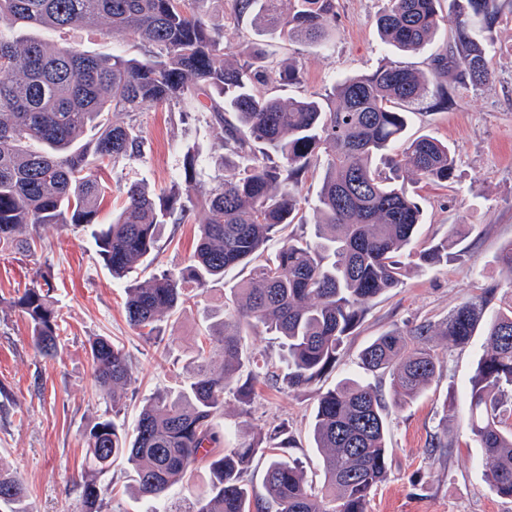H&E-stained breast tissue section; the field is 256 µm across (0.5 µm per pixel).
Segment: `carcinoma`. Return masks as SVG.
Wrapping results in <instances>:
<instances>
[{"label":"carcinoma","instance_id":"carcinoma-1","mask_svg":"<svg viewBox=\"0 0 512 512\" xmlns=\"http://www.w3.org/2000/svg\"><path fill=\"white\" fill-rule=\"evenodd\" d=\"M207 0H0V252L29 255L40 236L30 226L62 224L90 233L112 278L122 279L157 248L161 229L179 224L197 177V158L184 156L182 172L159 195L139 182L127 186L123 209L110 224L98 223V204L111 192L102 170L142 153L136 125H117L114 112H138L169 103L181 111L211 113L224 125V178L198 203L207 211L189 264L177 275L161 272L128 286L126 313L140 335L159 339L157 322L224 281L227 269L254 264L250 278L232 290L231 306L209 327V343L224 353L214 368L199 353L185 391L157 394L143 408L132 432L110 417L88 431L81 475L83 512H100L111 495L112 464L133 471L148 512H367L371 494L387 478L390 407L420 396L441 364L426 346L430 328L392 329L374 337L361 354L369 373H387L385 398L364 381L347 378L318 396L313 439L323 482L308 484L288 450V424L266 439L224 447L215 419L231 391L248 413L255 383L274 378L267 361L245 338L262 327L283 340L290 392L318 384L332 370L344 339L358 327L369 304L399 287L409 273L400 260L422 224L423 211L411 185L446 183L454 175L452 147L431 135L406 137L412 105L452 76L477 87L491 78L490 33L498 0H448L456 26L448 52L427 72L379 67L346 77L330 90L284 104L266 95L274 79L298 80L292 64L278 69L252 44L238 47L236 62L224 59V31L208 24ZM441 0H387L376 18L383 44L417 52L438 34ZM256 30L290 41H331L336 0H236ZM107 25L130 36L143 57L89 54L74 45L52 47L20 38V28L68 32ZM320 172L313 240L289 235L272 258L268 242L299 214L300 176ZM448 239L416 253L417 267L448 258ZM51 274L40 271L15 301L39 351L57 354L58 315ZM494 288L464 299L442 324L439 336L457 345L485 333L488 350L468 394L470 431L490 459L487 479L512 498V305L485 315ZM94 378L103 396L134 380L122 348L99 336L89 342ZM236 382L235 389L230 383ZM452 444L448 429L435 433L428 458ZM268 456L264 494L245 479L250 459ZM210 473L208 489L188 506L165 509L169 489L197 464ZM17 475L0 469V512H28Z\"/></svg>","mask_w":512,"mask_h":512}]
</instances>
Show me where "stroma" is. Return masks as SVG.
Instances as JSON below:
<instances>
[{
	"label": "stroma",
	"mask_w": 512,
	"mask_h": 512,
	"mask_svg": "<svg viewBox=\"0 0 512 512\" xmlns=\"http://www.w3.org/2000/svg\"><path fill=\"white\" fill-rule=\"evenodd\" d=\"M383 6L384 0H336V38L327 49L258 35L250 17L235 15L233 0H212L207 19L223 28L227 52L249 41L272 52L276 60L296 61L299 82L270 87L272 95L285 100L324 91L339 79L381 66L427 70L432 58L448 46L454 15L445 13L436 40L418 52L403 53L379 38L376 18ZM499 6L492 31L491 81L474 88L447 80L452 99L448 109L436 108L435 94H428L414 106L407 130L411 138L429 134L448 141L455 160L454 178L448 184L417 187L424 217L415 246L421 249L446 240L454 230L460 239L457 250L447 262L411 269L401 286L369 306L319 389L352 377L389 391V376L371 375L361 362V353L374 336L394 327L438 325L465 297L482 294L490 285L496 288L491 307L512 301V277L497 261L501 247L512 241V0H499ZM34 35L93 53H136L133 40L112 37L102 27L66 34L38 29ZM112 120L135 123L145 146L142 156L111 172L112 192L101 204L100 222H110L122 208L128 182L143 183L155 193L169 189L186 149L200 158L198 192L213 187L224 174V130L209 113L147 105L132 115L113 113ZM206 218L197 205L184 223L165 225L152 264L145 270L133 269L125 281L113 279L87 233L55 224L38 227L42 247L33 255H0V466L20 477L28 512H80L86 434L106 409L88 357L92 338L110 337L136 362V381L118 392L113 415L116 424L126 428L157 393L180 390L200 349L209 348L213 364L223 362V354L209 346L208 326L212 315L224 308L225 287L247 279L250 267L230 269L224 283L165 316L161 341L142 337L130 325L125 309L127 282H141L165 270L176 273L187 265L198 227ZM44 269L54 276L52 295L59 312L60 345L52 358L36 349L27 320L13 305L33 274ZM486 348L480 333L465 345L435 342L441 373L423 394L393 410L388 477L371 495L367 512H512V499L497 495L487 482L489 461L468 426L465 399ZM316 391L289 393L261 381L246 414L235 396L226 394L224 415L216 421L226 431L225 446L240 443L243 435H262L287 423L297 440L291 456L308 483L320 486L323 476L312 436ZM442 427L454 446L449 455L433 461L425 450ZM110 476L112 496L101 512H146V503L132 492L126 465H113Z\"/></svg>",
	"instance_id": "obj_1"
}]
</instances>
